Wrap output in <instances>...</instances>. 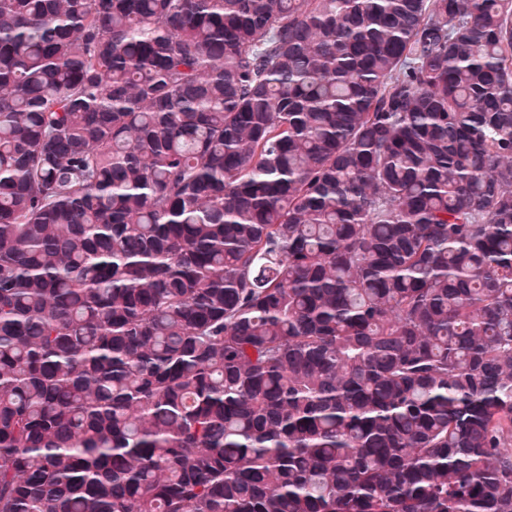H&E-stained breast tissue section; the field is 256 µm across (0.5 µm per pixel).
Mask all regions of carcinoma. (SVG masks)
<instances>
[{"mask_svg": "<svg viewBox=\"0 0 512 512\" xmlns=\"http://www.w3.org/2000/svg\"><path fill=\"white\" fill-rule=\"evenodd\" d=\"M0 512H512V0H0Z\"/></svg>", "mask_w": 512, "mask_h": 512, "instance_id": "1", "label": "carcinoma"}]
</instances>
